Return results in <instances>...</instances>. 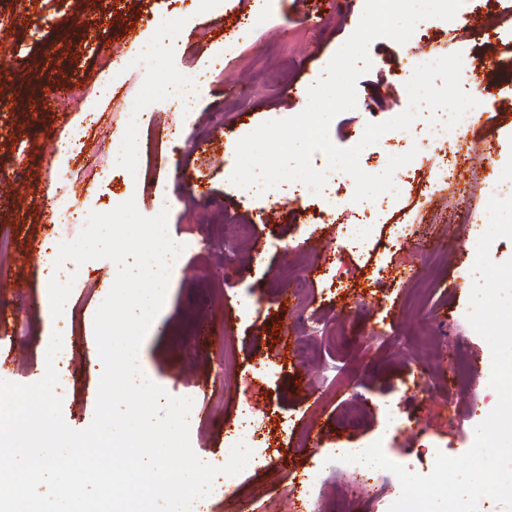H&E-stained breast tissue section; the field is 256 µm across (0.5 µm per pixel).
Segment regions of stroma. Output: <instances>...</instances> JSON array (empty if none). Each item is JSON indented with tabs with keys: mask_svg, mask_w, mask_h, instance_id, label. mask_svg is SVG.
Wrapping results in <instances>:
<instances>
[{
	"mask_svg": "<svg viewBox=\"0 0 512 512\" xmlns=\"http://www.w3.org/2000/svg\"><path fill=\"white\" fill-rule=\"evenodd\" d=\"M169 0H0V29H10L17 50L0 71V303L11 309L0 339V380L36 382L44 368L49 338L39 304L48 275L67 289L73 310L58 317L55 330L72 347L68 381L60 389L69 427L92 422L103 365L94 318L117 275L116 265L98 259L88 266L66 262L50 271L33 255L48 239L77 238L81 225L53 232L40 201L62 191L54 178L55 147L81 110L64 113L48 87L83 85L97 119L68 166L81 170L108 164L110 134L130 133L138 150L109 179H95L89 197L96 212L126 202L131 179L155 173V185L174 201L168 214L171 238L184 251L168 288L158 326L147 335L143 360L155 384L170 396L192 399L189 416L194 451L215 466L226 464L245 401L263 413L264 433L245 469L220 492L205 498L200 512H273L300 499L299 483L313 480L318 512H384L400 495L389 471L341 462L343 452L386 437L402 466L426 475L434 462L413 447L410 430L431 426V439L448 455L465 453L475 428L497 403L490 387L491 351L469 325L470 293L476 276L477 245L458 218L468 206L472 220L487 222L490 197L512 196V89L494 76L485 81L477 120L467 134L468 155L459 159L453 185H437L427 201L405 187L380 223L370 226L375 250L364 253L340 244L344 209L312 218L304 203L265 196L241 201L231 181L237 142L264 122L296 114L293 88H308L324 74L335 53L357 28L365 0H269L266 23L255 27L225 58L218 77L203 86L196 109H175L166 83L188 69H208L237 31L251 0H183L177 29L167 30L178 47L159 56L145 43L150 23L166 17ZM512 0H468L456 34L437 19L421 20L415 38L400 44L379 37L367 54L371 67L356 82L355 108L336 115L329 127L334 145L349 148L370 123L404 112L409 97L401 87L408 61L421 49L417 35L468 65L485 68L492 59L512 71V26L495 21ZM424 40V41H425ZM121 60L112 90L101 94L100 79L110 60ZM152 98L154 112L127 130L124 109ZM165 124L183 131L178 148L159 145L154 130ZM181 167L193 180L182 186L165 173ZM430 227L423 248L392 246L397 227L415 213ZM271 215L266 224L258 214ZM249 224L238 235L234 225ZM208 244L194 246L197 238ZM309 265L307 288L292 293L285 273ZM353 271L337 282V269ZM390 339L379 340L380 330ZM301 337L321 350L332 372L304 367L294 352ZM472 373L469 390H455L457 357ZM362 411L358 425L343 423L350 409Z\"/></svg>",
	"mask_w": 512,
	"mask_h": 512,
	"instance_id": "stroma-1",
	"label": "stroma"
}]
</instances>
